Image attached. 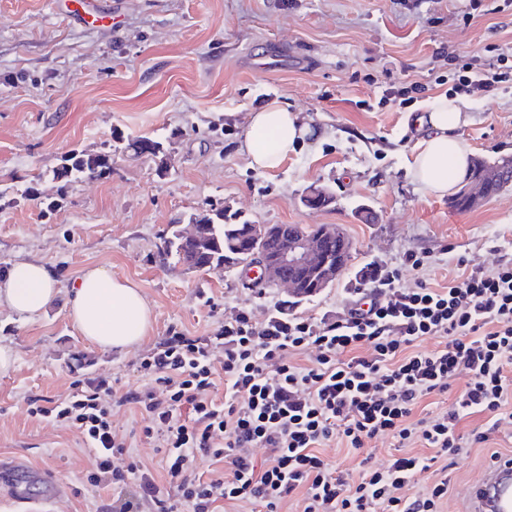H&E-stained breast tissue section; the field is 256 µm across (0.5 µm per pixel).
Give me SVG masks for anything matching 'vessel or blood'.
<instances>
[{
  "label": "vessel or blood",
  "mask_w": 512,
  "mask_h": 512,
  "mask_svg": "<svg viewBox=\"0 0 512 512\" xmlns=\"http://www.w3.org/2000/svg\"><path fill=\"white\" fill-rule=\"evenodd\" d=\"M58 7L84 28L110 17L95 0H59ZM0 488L29 512H51L63 493L57 480L17 457H0ZM468 512H512V462L504 460L485 470L469 497Z\"/></svg>",
  "instance_id": "obj_1"
}]
</instances>
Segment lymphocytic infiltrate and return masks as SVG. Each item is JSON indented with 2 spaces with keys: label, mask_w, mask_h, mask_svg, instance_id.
Here are the masks:
<instances>
[{
  "label": "lymphocytic infiltrate",
  "mask_w": 512,
  "mask_h": 512,
  "mask_svg": "<svg viewBox=\"0 0 512 512\" xmlns=\"http://www.w3.org/2000/svg\"><path fill=\"white\" fill-rule=\"evenodd\" d=\"M475 70L487 92L512 84L511 57L475 55L459 70L455 94L469 93ZM427 266L421 253L399 266L367 263L336 315L303 317L279 301L259 320L239 312L211 336L170 329L138 367L153 387L120 390L88 377L61 397L27 396L28 414L80 433L96 461L86 484L95 493L118 490L100 512H279L295 496L302 512H439L447 479L412 500L402 489L429 471L434 457L460 455L512 425V258L491 271L461 259L445 285L402 287L404 272ZM427 338L437 347L419 350ZM217 346L224 350L218 364ZM366 346L371 356L361 355ZM311 349L316 355L307 362L283 359ZM463 368L470 379L448 410L419 413L421 402L447 393ZM115 404L143 418L175 496L164 494L152 469L132 461L127 434L112 424ZM476 414L487 416V429L460 434L459 423ZM386 434L435 454L405 453L356 479L318 454L334 440L358 450ZM258 448L269 451L264 461L254 457ZM201 458L222 471L200 473Z\"/></svg>",
  "instance_id": "lymphocytic-infiltrate-1"
}]
</instances>
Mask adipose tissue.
<instances>
[{
	"label": "adipose tissue",
	"mask_w": 512,
	"mask_h": 512,
	"mask_svg": "<svg viewBox=\"0 0 512 512\" xmlns=\"http://www.w3.org/2000/svg\"><path fill=\"white\" fill-rule=\"evenodd\" d=\"M421 121L428 131L413 147L412 176L428 193L443 197L457 191L469 173L471 150L459 133L467 116L461 105L443 98ZM311 134L309 126L273 100L251 115L240 150L253 170L266 172L278 168ZM59 292L56 272L40 261L15 263L0 279V305L30 317L45 313ZM65 292L69 317L97 348L132 349L151 329L152 310L141 286L107 269H85Z\"/></svg>",
	"instance_id": "ef3b65f1"
}]
</instances>
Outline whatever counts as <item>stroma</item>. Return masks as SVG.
Wrapping results in <instances>:
<instances>
[{
	"instance_id": "35a3bbf8",
	"label": "stroma",
	"mask_w": 512,
	"mask_h": 512,
	"mask_svg": "<svg viewBox=\"0 0 512 512\" xmlns=\"http://www.w3.org/2000/svg\"><path fill=\"white\" fill-rule=\"evenodd\" d=\"M113 24L84 29L56 0H0V277L35 259L69 287L100 266L140 284L152 309L150 336L129 351H104L78 335L65 296L39 318L0 305V345L15 354L0 371V456L22 455L51 471L64 494L55 512H96L110 492L90 497L95 467L80 435L29 417L27 395L66 393L79 379L107 376L139 386L136 368L170 327L214 333L238 312L262 318L286 299L279 287L256 292L239 270L195 269L164 259L165 238L192 217L227 208L254 224L338 225L352 244L346 268L297 313L319 318L344 308L346 288L369 261L401 263L407 289L442 285L457 260L492 270L512 258V189L467 211L421 190L411 174L416 124L449 95L455 69L435 65L437 49L460 60L512 46V6L503 0H98ZM436 72L410 107L380 104L402 67ZM279 99L321 131L275 170H252L239 151L250 112ZM462 127L473 158H512V88L474 91ZM146 136L154 157L117 155L110 174L62 186L51 172L73 152ZM311 186L334 195L312 209ZM112 424L132 435L134 459L159 466L140 417L113 406ZM512 457V429L468 449L448 468L441 512H466L492 451ZM398 452L389 435L367 448H323L334 467L382 469Z\"/></svg>"
}]
</instances>
